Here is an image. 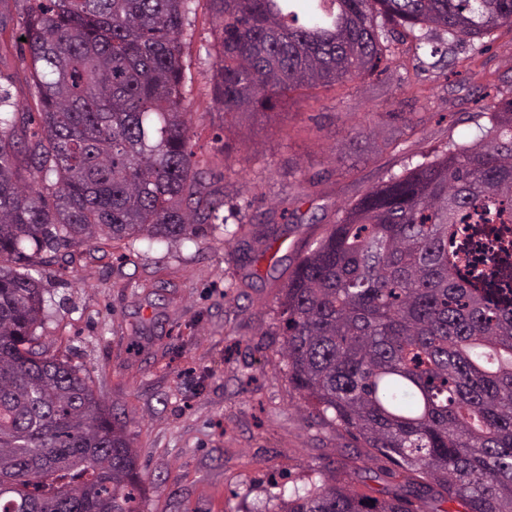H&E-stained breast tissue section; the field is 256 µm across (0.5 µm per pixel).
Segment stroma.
<instances>
[{
	"label": "stroma",
	"mask_w": 512,
	"mask_h": 512,
	"mask_svg": "<svg viewBox=\"0 0 512 512\" xmlns=\"http://www.w3.org/2000/svg\"><path fill=\"white\" fill-rule=\"evenodd\" d=\"M182 37L188 110L207 189L225 230L159 243L45 253L49 351L83 368L116 413L148 475L142 512H263L270 499L321 484L325 469L383 497L396 467L379 457L355 475L363 444L304 405L279 351L277 298L308 247L372 187L469 143L488 106L512 97V29L474 57L455 45V75L390 40L389 70L289 93L279 110L223 116L212 102L218 50L206 0ZM29 59L0 39V88L32 99ZM373 123V136H356Z\"/></svg>",
	"instance_id": "stroma-1"
}]
</instances>
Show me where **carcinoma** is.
Segmentation results:
<instances>
[{
	"label": "carcinoma",
	"instance_id": "1",
	"mask_svg": "<svg viewBox=\"0 0 512 512\" xmlns=\"http://www.w3.org/2000/svg\"><path fill=\"white\" fill-rule=\"evenodd\" d=\"M191 0H34L22 19L33 111L0 89V512H142L126 422L41 347L42 253L163 241L220 219L185 107ZM226 116L375 73L387 26L459 42L512 27V0H207ZM489 126L368 190L288 275V382L404 476L379 499L331 479L273 512H512V290L475 234L512 224V97Z\"/></svg>",
	"mask_w": 512,
	"mask_h": 512
}]
</instances>
